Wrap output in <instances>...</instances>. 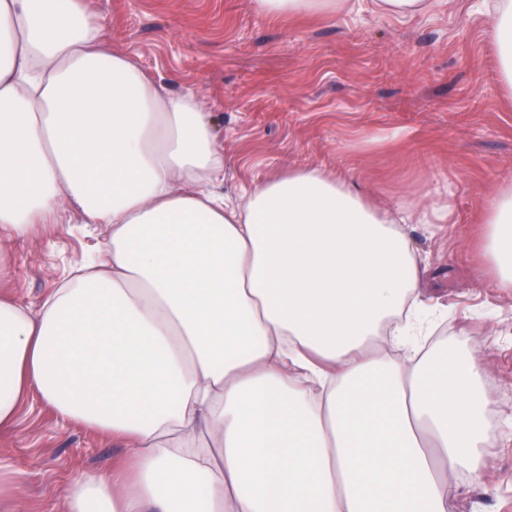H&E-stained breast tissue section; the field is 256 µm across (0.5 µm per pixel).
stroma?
<instances>
[{
    "mask_svg": "<svg viewBox=\"0 0 512 512\" xmlns=\"http://www.w3.org/2000/svg\"><path fill=\"white\" fill-rule=\"evenodd\" d=\"M113 50L208 112L224 148L222 192L314 166L367 184L376 204L444 198L445 224H411L423 301L440 344L478 359L494 422L512 416V288L480 256L482 204L512 182V94L486 8L444 0L413 18L343 0L331 14L263 15L254 0H84ZM102 226L61 207L56 223L0 241V292L38 303L103 247ZM118 445L37 398L0 430V512H60L70 479ZM484 484L458 473L449 512H512V445L483 451Z\"/></svg>",
    "mask_w": 512,
    "mask_h": 512,
    "instance_id": "1",
    "label": "stroma"
}]
</instances>
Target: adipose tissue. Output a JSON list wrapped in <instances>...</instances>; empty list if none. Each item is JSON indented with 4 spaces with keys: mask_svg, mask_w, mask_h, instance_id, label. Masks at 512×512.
<instances>
[{
    "mask_svg": "<svg viewBox=\"0 0 512 512\" xmlns=\"http://www.w3.org/2000/svg\"><path fill=\"white\" fill-rule=\"evenodd\" d=\"M512 88V0L490 18ZM224 150L190 95L111 51L82 0H0V240L69 204L109 228L84 275L31 305L0 294V429L38 396L125 445L62 512H448L484 479L482 367L426 349L403 231L444 206H376L300 167L217 191ZM482 251L512 288V184Z\"/></svg>",
    "mask_w": 512,
    "mask_h": 512,
    "instance_id": "ef3b65f1",
    "label": "adipose tissue"
}]
</instances>
